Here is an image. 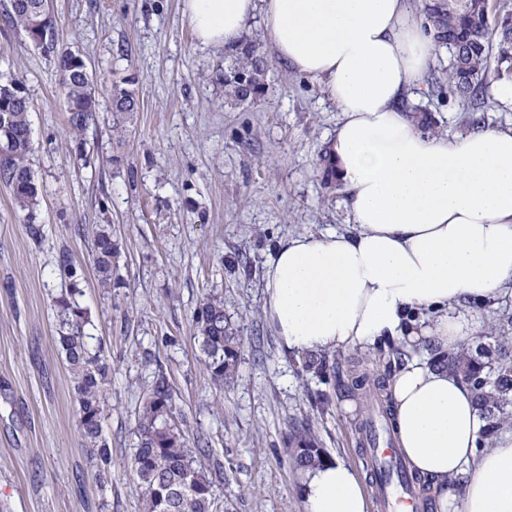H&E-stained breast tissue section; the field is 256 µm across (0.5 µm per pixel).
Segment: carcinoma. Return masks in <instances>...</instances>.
Listing matches in <instances>:
<instances>
[{"label": "carcinoma", "instance_id": "carcinoma-1", "mask_svg": "<svg viewBox=\"0 0 512 512\" xmlns=\"http://www.w3.org/2000/svg\"><path fill=\"white\" fill-rule=\"evenodd\" d=\"M47 0H10L5 21L31 37L32 20ZM421 15L436 44L449 53L448 68L430 77L428 96L465 100L472 112L484 111V88L491 80H512V6L502 2L490 13L489 0H422ZM230 64L215 73L224 83L226 96L253 102L263 92L268 61L254 43L224 48ZM90 77L80 67L59 76L66 103L69 133L77 139L94 120L98 103L90 102ZM17 82L0 85V181L5 183L14 204L28 212L38 205L39 189L29 157L32 135L29 101L14 94ZM137 99L132 81L122 77L112 83V111L132 112ZM117 246L107 226L96 232L93 264L101 283L112 285ZM78 288L66 290L55 300V340L65 354L73 375L79 423L89 447L107 462V448L101 438L104 408L102 392L107 367L102 348L87 342V311L79 304ZM204 363L213 383L224 385L234 379L240 337L226 321L224 300L209 296L196 313ZM448 368L458 374L473 393L476 404L497 427V413L512 404V344L503 337L496 356L483 351H461L448 356ZM135 434L138 440L133 465L140 479L143 512H214L213 482L200 463L209 455L208 441L199 436L189 442L179 425V411L169 378L163 369L155 372L139 408ZM288 445L294 464L302 469L320 462L324 449L309 425L292 426Z\"/></svg>", "mask_w": 512, "mask_h": 512}]
</instances>
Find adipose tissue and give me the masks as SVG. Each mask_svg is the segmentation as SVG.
<instances>
[{"label":"adipose tissue","mask_w":512,"mask_h":512,"mask_svg":"<svg viewBox=\"0 0 512 512\" xmlns=\"http://www.w3.org/2000/svg\"><path fill=\"white\" fill-rule=\"evenodd\" d=\"M182 12L198 42L223 48L262 15L278 61L341 114L327 154L352 227L270 254L264 318L280 347L407 351L384 386L410 471L438 512H512V434L477 452L485 415L445 364L512 289V129L449 139L404 109L437 51L410 0H183ZM301 495L306 512H368L336 459L304 470Z\"/></svg>","instance_id":"ef3b65f1"}]
</instances>
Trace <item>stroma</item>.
<instances>
[{
    "label": "stroma",
    "instance_id": "obj_1",
    "mask_svg": "<svg viewBox=\"0 0 512 512\" xmlns=\"http://www.w3.org/2000/svg\"><path fill=\"white\" fill-rule=\"evenodd\" d=\"M7 4L0 82L20 79L31 103L39 204L26 214L0 184V512H142L135 425L159 367L186 434L208 438L203 465L217 471L222 512H305L287 450L296 422L371 484L361 430L380 399L346 384L356 364L386 374L388 355L336 349L323 380L279 347L263 315L271 246L350 220L340 184L317 165L340 117L321 87L274 61L263 96L239 105L212 78L223 49L197 42L182 0H51L58 44L82 55L99 102L77 154L58 56L5 24ZM117 73L133 77L136 111H112ZM103 224L118 247L108 288L92 260ZM71 286L107 356L105 463L90 456L55 340L54 302ZM210 295L241 337L235 379L221 387L195 324Z\"/></svg>",
    "mask_w": 512,
    "mask_h": 512
}]
</instances>
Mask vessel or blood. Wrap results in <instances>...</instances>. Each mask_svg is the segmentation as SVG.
Returning a JSON list of instances; mask_svg holds the SVG:
<instances>
[{"label":"vessel or blood","mask_w":512,"mask_h":512,"mask_svg":"<svg viewBox=\"0 0 512 512\" xmlns=\"http://www.w3.org/2000/svg\"><path fill=\"white\" fill-rule=\"evenodd\" d=\"M366 429L371 444L368 460L377 473L379 512H425L426 501L407 481L406 463L392 444L387 425L376 415Z\"/></svg>","instance_id":"vessel-or-blood-1"}]
</instances>
